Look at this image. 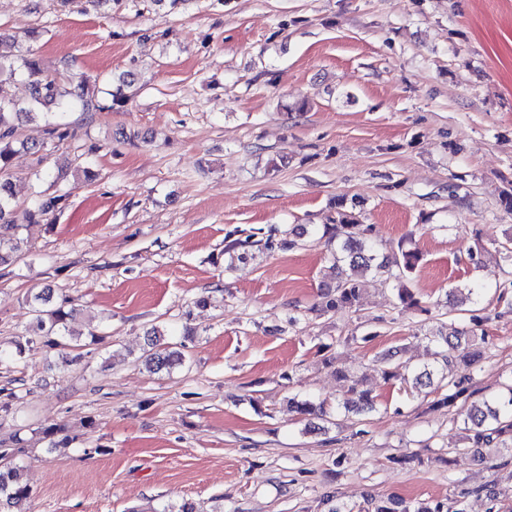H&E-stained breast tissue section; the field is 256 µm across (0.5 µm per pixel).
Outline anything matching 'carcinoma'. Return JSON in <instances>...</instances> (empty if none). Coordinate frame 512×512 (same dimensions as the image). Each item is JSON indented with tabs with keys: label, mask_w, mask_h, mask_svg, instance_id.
Here are the masks:
<instances>
[{
	"label": "carcinoma",
	"mask_w": 512,
	"mask_h": 512,
	"mask_svg": "<svg viewBox=\"0 0 512 512\" xmlns=\"http://www.w3.org/2000/svg\"><path fill=\"white\" fill-rule=\"evenodd\" d=\"M24 78L31 86L28 103L21 105L0 97V265L9 263L17 250L14 231L19 227L18 220L37 224L43 220L63 200V196L49 198L36 197L31 206L17 216L13 203L12 185L8 168L13 156L20 150L32 154L40 147L18 137L19 124L34 115L43 116L47 125V140L59 143L72 136L67 125L55 120L57 114L80 106L84 112L104 110L91 91L86 79H70L62 82L57 77L45 74L40 59L30 49L19 46V40L0 32V83ZM366 230L353 223L346 214H341L338 223L326 229L329 242H337L332 252V270L336 272L335 284L323 293L322 311L330 312L343 307H353L359 299V278L361 272H372L390 280L396 285L397 297L403 307L411 309L419 306V301L411 289L405 286L415 270L419 257L413 251L403 250L400 255L389 259L378 253L365 237ZM34 312L37 313V327L48 337V344L63 347L78 343L79 337L69 332L67 322L73 310L53 302L51 289L44 288L32 298ZM149 350L144 356V365L151 372L171 370L184 362L181 351L161 342L157 329L150 331ZM432 362L424 369H416L411 376L412 386L427 388L448 379V365L460 360L465 366L475 365L483 356L476 343V337L468 331L455 330L452 334L439 333L432 339ZM347 393L351 397L343 402L347 411L369 413L375 410V401L367 390L358 389L353 384ZM469 378L463 376L449 384L448 393L434 401L433 406L451 408L461 399H468ZM293 408L303 416L321 415L325 404L312 400H294ZM463 425L467 440L474 448L501 447L512 452V388L508 395L482 404H472L463 414ZM32 490L23 482L15 467L0 468V512H14L22 502L30 499ZM373 512H441V506L431 507L421 504L412 509L398 498H388L372 503Z\"/></svg>",
	"instance_id": "carcinoma-1"
}]
</instances>
